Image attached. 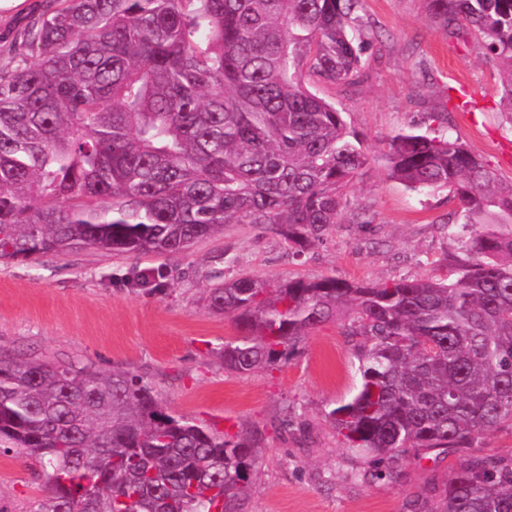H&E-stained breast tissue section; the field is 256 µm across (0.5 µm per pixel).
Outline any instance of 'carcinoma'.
<instances>
[{
    "mask_svg": "<svg viewBox=\"0 0 512 512\" xmlns=\"http://www.w3.org/2000/svg\"><path fill=\"white\" fill-rule=\"evenodd\" d=\"M355 2L45 0L0 68V260L178 254L226 224H263L298 255L321 244L371 159L311 90L359 84ZM424 4L477 33L512 112V0ZM387 146L391 177L454 190L463 271L207 290L235 316L229 372L272 369L341 320L360 384L328 417L380 480L512 424V182L450 137ZM0 444L47 468L34 512H248L260 438L173 413L141 375L0 359ZM407 512H512V460L463 455Z\"/></svg>",
    "mask_w": 512,
    "mask_h": 512,
    "instance_id": "carcinoma-1",
    "label": "carcinoma"
}]
</instances>
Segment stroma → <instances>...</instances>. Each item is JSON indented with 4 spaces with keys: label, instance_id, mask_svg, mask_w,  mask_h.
<instances>
[{
    "label": "stroma",
    "instance_id": "stroma-1",
    "mask_svg": "<svg viewBox=\"0 0 512 512\" xmlns=\"http://www.w3.org/2000/svg\"><path fill=\"white\" fill-rule=\"evenodd\" d=\"M44 2L0 12V65ZM355 14L365 42L361 82L319 92L373 158L322 244L296 256L264 225L228 224L180 254L91 250L0 262V356L139 374L175 414L229 433L260 431L249 512H406L407 501L429 496L457 462L451 451L435 463L405 465L392 480L361 479L362 459L326 417L360 381L339 322L312 330L274 369L233 374L219 350L236 334L234 317L207 308L210 285L241 276L384 282L441 278L467 265L457 198L391 178L387 138H458L512 182V112L500 104L497 64L478 54L473 36L446 33L423 0H358ZM464 85L471 112L448 97ZM47 496L37 462L0 452V512H35Z\"/></svg>",
    "mask_w": 512,
    "mask_h": 512
}]
</instances>
